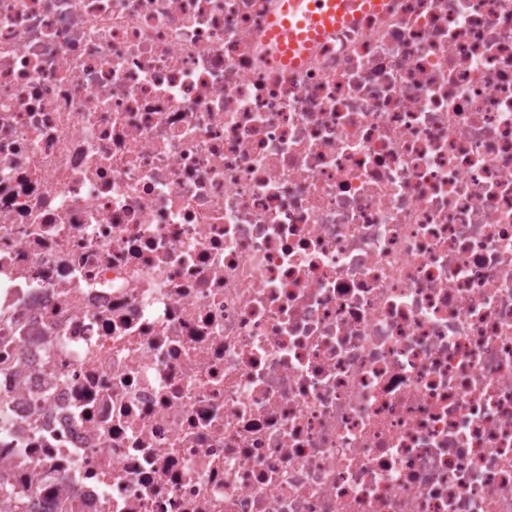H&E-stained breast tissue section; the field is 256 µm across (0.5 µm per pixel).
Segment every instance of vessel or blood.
I'll use <instances>...</instances> for the list:
<instances>
[{
    "label": "vessel or blood",
    "mask_w": 512,
    "mask_h": 512,
    "mask_svg": "<svg viewBox=\"0 0 512 512\" xmlns=\"http://www.w3.org/2000/svg\"><path fill=\"white\" fill-rule=\"evenodd\" d=\"M363 7L364 0H281L268 34L275 42L273 59L300 63L326 30L352 22Z\"/></svg>",
    "instance_id": "vessel-or-blood-1"
}]
</instances>
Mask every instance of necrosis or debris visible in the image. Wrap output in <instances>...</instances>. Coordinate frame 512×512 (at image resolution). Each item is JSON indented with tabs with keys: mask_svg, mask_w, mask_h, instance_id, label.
<instances>
[{
	"mask_svg": "<svg viewBox=\"0 0 512 512\" xmlns=\"http://www.w3.org/2000/svg\"><path fill=\"white\" fill-rule=\"evenodd\" d=\"M0 0V512H512V0ZM369 0H281L268 41H275L273 59L288 65L300 63L310 45L326 30L352 22L361 9H374L379 1Z\"/></svg>",
	"mask_w": 512,
	"mask_h": 512,
	"instance_id": "necrosis-or-debris-1",
	"label": "necrosis or debris"
}]
</instances>
